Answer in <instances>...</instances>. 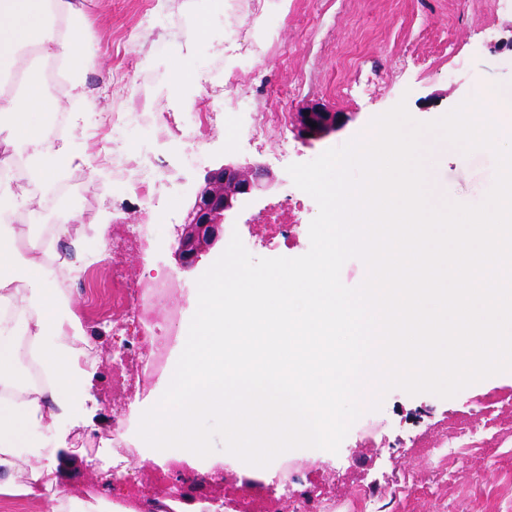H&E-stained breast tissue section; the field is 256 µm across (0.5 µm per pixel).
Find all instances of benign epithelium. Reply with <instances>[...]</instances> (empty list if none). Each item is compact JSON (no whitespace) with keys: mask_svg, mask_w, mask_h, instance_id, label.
Returning a JSON list of instances; mask_svg holds the SVG:
<instances>
[{"mask_svg":"<svg viewBox=\"0 0 512 512\" xmlns=\"http://www.w3.org/2000/svg\"><path fill=\"white\" fill-rule=\"evenodd\" d=\"M341 114L323 105L296 112L292 130L297 139L308 142L336 132ZM275 184L273 173L258 162H224L207 172L204 187L189 203L187 221L177 229L173 256L180 270H193L218 242L236 212L260 191ZM203 479L198 473H182L169 484L163 495L191 505L195 487Z\"/></svg>","mask_w":512,"mask_h":512,"instance_id":"benign-epithelium-1","label":"benign epithelium"}]
</instances>
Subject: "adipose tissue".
Returning a JSON list of instances; mask_svg holds the SVG:
<instances>
[{
	"label": "adipose tissue",
	"mask_w": 512,
	"mask_h": 512,
	"mask_svg": "<svg viewBox=\"0 0 512 512\" xmlns=\"http://www.w3.org/2000/svg\"><path fill=\"white\" fill-rule=\"evenodd\" d=\"M85 24L81 0H0V169L22 152L32 181L49 183L58 172L63 147L25 114L47 101L40 72L48 64L64 73L66 97L89 105L82 71L93 65L95 50L81 38ZM18 198L29 200L28 190L0 181V494L37 498L46 489L48 512H80L58 467L36 458L57 455L46 433L84 413L96 368L89 340L63 314L65 295L45 265L60 257L62 240L82 215L61 214L59 224L34 235L6 221ZM31 361L42 382L31 379Z\"/></svg>",
	"instance_id": "1"
}]
</instances>
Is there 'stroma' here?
Masks as SVG:
<instances>
[{"label":"stroma","instance_id":"obj_1","mask_svg":"<svg viewBox=\"0 0 512 512\" xmlns=\"http://www.w3.org/2000/svg\"><path fill=\"white\" fill-rule=\"evenodd\" d=\"M87 7L84 38L93 43L96 62L86 80L95 103L80 112L65 108L67 122L79 130L64 142L90 162L61 170L74 191L59 198L56 209L83 215L79 247L66 243L62 249L79 269L65 285L71 309L100 359L92 388L97 402L85 419L51 430L57 440L74 436L81 443L76 456L58 460L79 497L88 487H102L112 473L113 415L134 419L164 381L156 376L142 389L112 381L120 339L111 317L96 313L100 301L112 297V249L99 246L97 224H108L112 235L153 225L151 250L127 252L125 272L135 280L178 278L182 288L173 302L184 313L199 276L228 246L219 241L189 273L180 272L172 256L186 204L209 170L230 160L265 164L277 185L241 209L233 228L250 239L253 258L298 257L308 252L309 236L258 239L270 213L294 224L311 223L318 213L317 202L294 185L289 165L342 146L398 102L416 121L429 122L469 96L484 99L512 88V0L500 6L494 0H220L209 11L206 39L191 52L199 85L182 89L172 83L169 62L181 34L196 22L192 7L169 9L160 0H88ZM215 63L235 73L234 87L212 75ZM311 104L342 112L346 125L308 143L288 123L271 130L265 144L252 140L254 113L289 115ZM140 110L177 119L191 110L211 113V130L197 143L204 163L183 165V138L166 126L130 128L113 143L112 118ZM114 148L162 158L165 167L149 199L113 184L112 169L100 158ZM436 162L451 201L479 203L493 183L488 151L464 154L451 146ZM56 209L24 206L20 215L37 228L53 222ZM489 418L498 432L480 430ZM474 425L479 431L472 444L452 439L455 430ZM436 447L444 454L437 467L430 463ZM292 461L301 481L335 496L336 512H450L458 506L512 512V374L469 385L451 398L390 390L380 410L358 418L326 461L300 453ZM243 483L237 472L225 471L223 480L200 488L198 512H211V499L226 495L246 507L286 495L269 476L248 489Z\"/></svg>","mask_w":512,"mask_h":512}]
</instances>
